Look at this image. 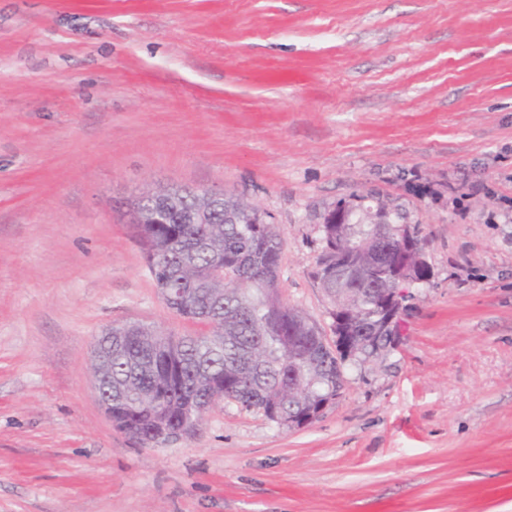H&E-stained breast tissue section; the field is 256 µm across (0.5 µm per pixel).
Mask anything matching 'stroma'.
<instances>
[{"label": "stroma", "mask_w": 512, "mask_h": 512, "mask_svg": "<svg viewBox=\"0 0 512 512\" xmlns=\"http://www.w3.org/2000/svg\"><path fill=\"white\" fill-rule=\"evenodd\" d=\"M158 186L256 206L327 335L322 213L399 200L432 271L399 347L302 429L116 431L96 336L196 330L118 208ZM511 214L512 0H0V512H512Z\"/></svg>", "instance_id": "obj_1"}]
</instances>
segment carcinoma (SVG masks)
Segmentation results:
<instances>
[{
  "mask_svg": "<svg viewBox=\"0 0 512 512\" xmlns=\"http://www.w3.org/2000/svg\"><path fill=\"white\" fill-rule=\"evenodd\" d=\"M375 208L339 200L322 215L323 251L314 279L334 304L336 340L328 343L317 324L281 299L279 271L283 244L273 225L256 208L221 196L204 197L189 187H165L143 205L145 219L154 209L167 212V224H134L152 280L162 296L176 286L182 299L166 301L177 315L200 326L194 336L163 335L154 325L127 322L102 331L96 346L112 352V425L156 440L165 430L196 433L201 406L235 403L287 428H302L309 411L333 406L342 395L346 340L363 326L342 319L340 311L359 305L372 314V292L393 295L398 288L393 261L379 240V225L366 224L359 211L376 213L402 232L404 278L418 284L431 269L417 244L428 238L419 221L394 199L377 192ZM387 347L375 339L356 348L365 359ZM156 357L166 366L157 377L137 368ZM164 390L159 405L150 393Z\"/></svg>",
  "mask_w": 512,
  "mask_h": 512,
  "instance_id": "cac0c4a2",
  "label": "carcinoma"
}]
</instances>
